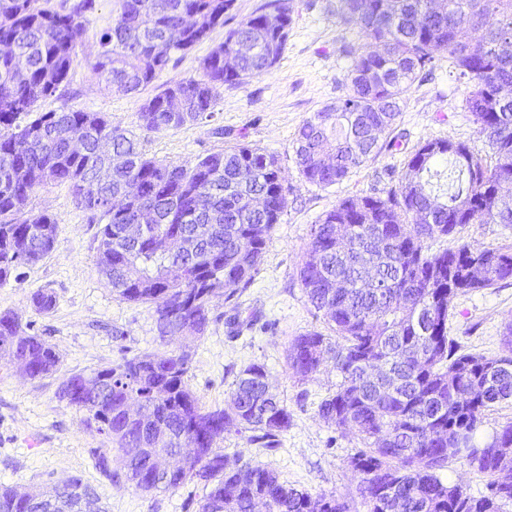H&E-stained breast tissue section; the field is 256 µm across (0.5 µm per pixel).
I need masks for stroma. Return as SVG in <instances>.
<instances>
[{"label": "stroma", "instance_id": "1", "mask_svg": "<svg viewBox=\"0 0 512 512\" xmlns=\"http://www.w3.org/2000/svg\"><path fill=\"white\" fill-rule=\"evenodd\" d=\"M265 0H234L224 24L209 39L187 52L173 53L165 71L134 94L108 90L84 65H75L70 82L56 96L38 102L40 112L67 108L102 113L113 125L138 129L137 112L147 98L168 85L200 74V61ZM293 22L283 55L272 71L240 86L220 90L212 117L158 133L142 132L148 157L178 163L237 144L261 148L277 156L288 179V208L257 272L247 287L212 301L205 335L183 343L161 338L151 306L117 298L96 268L101 223L77 206L66 184L37 188L29 207L50 214L58 226L52 253L19 279L0 284V312L13 311L22 323L56 346L63 357L58 374L41 380L24 377L0 360V485L24 490L46 488L79 477L91 486L106 512H200L204 490L188 482L179 488L142 493L112 485L96 468V449L107 447L104 436L86 429L83 412L57 395L60 382L73 372H91L145 352L188 347L190 388L202 407L225 408L236 376L244 366L264 364L269 383L287 405L291 422L275 447L250 443L247 433L226 430L219 446L231 458L260 463L279 480L312 494L336 492L350 512H368L350 460L360 438L337 430L319 416L321 400L333 392L338 378L327 369L299 380L287 365L295 336L310 330L328 332L298 280V268L310 229L339 199L379 194L394 186L418 146L434 139L467 143L479 154L489 147L464 108V84L457 81L447 54H438L430 76L416 81L391 132L396 145L354 169L340 184L320 188L298 173L294 141L312 112L345 98L350 59L346 49L363 37L339 22L338 0H294ZM52 289L56 307L47 315L31 307V294ZM452 335L461 351L499 354L501 334L512 317V285L456 298Z\"/></svg>", "mask_w": 512, "mask_h": 512}]
</instances>
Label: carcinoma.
Segmentation results:
<instances>
[{"mask_svg":"<svg viewBox=\"0 0 512 512\" xmlns=\"http://www.w3.org/2000/svg\"><path fill=\"white\" fill-rule=\"evenodd\" d=\"M341 22L365 43L346 50L347 97L303 121L295 138L301 177L329 188L376 158L402 111L405 96L440 52L467 87L465 109L490 154L463 142L431 140L410 156L385 195L339 200L311 226L298 279L310 304L336 333L295 337L287 363L308 380L330 367L336 390L319 404L329 425L352 431L364 447L351 458L369 512H507L512 506V423L479 446L487 410L512 402V318L502 353H459L448 335L460 294L512 282V245L463 243L434 252L430 245L468 224L512 226V0H339ZM233 0H122L121 13L99 39L83 43L92 0L66 12L38 0H0V283L48 256L57 224L27 210L33 191L70 185L77 204L99 214L97 270L118 298L149 303L160 335L198 339L210 323L213 297L248 285L275 225L288 207V179L278 159L245 145L179 164L147 157L141 140L102 115L49 110L23 118L68 83L84 62L110 89L135 93L152 83L175 51L206 39ZM292 0H268L225 31L201 62L198 78L183 79L145 100L140 127L180 128L213 112L220 89L266 75L281 58L293 20ZM482 31L475 38L474 31ZM257 47L224 66L238 40ZM139 184V194L128 187ZM264 205L252 207L254 198ZM142 207L153 222L138 237L125 233ZM181 237L173 251L168 238ZM39 314L56 305L54 292L30 296ZM0 358L32 380L56 374L62 357L10 311L0 312ZM190 355L145 352L89 374L74 373L59 398L84 413L87 429L112 444L96 467L115 486L170 491L203 485L201 512H349L333 491L315 495L290 487L259 463L231 459L217 446L224 431L250 433L273 447L288 429L286 404L270 390L264 365L237 375L228 407L205 411L186 377ZM192 442L163 481L155 458L175 456ZM458 461L489 477L473 496L440 472ZM37 490L0 486V512H31Z\"/></svg>","mask_w":512,"mask_h":512,"instance_id":"obj_1","label":"carcinoma"}]
</instances>
